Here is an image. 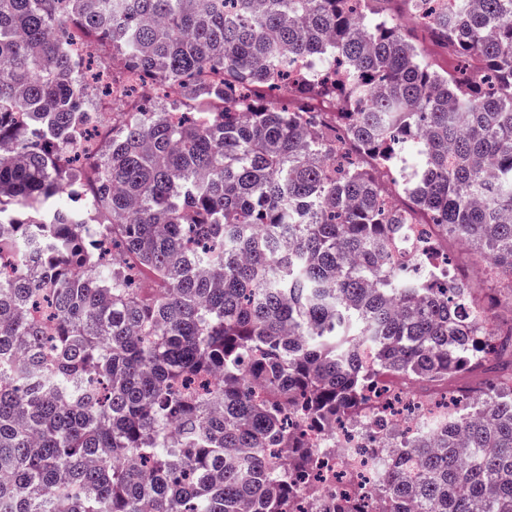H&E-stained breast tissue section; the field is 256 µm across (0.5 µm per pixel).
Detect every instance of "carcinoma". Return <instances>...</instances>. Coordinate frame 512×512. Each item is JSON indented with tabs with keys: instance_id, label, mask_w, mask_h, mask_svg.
I'll return each mask as SVG.
<instances>
[{
	"instance_id": "carcinoma-1",
	"label": "carcinoma",
	"mask_w": 512,
	"mask_h": 512,
	"mask_svg": "<svg viewBox=\"0 0 512 512\" xmlns=\"http://www.w3.org/2000/svg\"><path fill=\"white\" fill-rule=\"evenodd\" d=\"M382 2L0 0V512H323L305 476L336 440L308 432L382 437L375 386L512 353L458 274L393 262L422 211L512 298V0H402L442 73ZM72 26L112 48L97 71ZM111 60L193 107L142 106L88 171L64 154ZM410 154L398 206L362 158ZM456 396L376 512H512V372ZM419 52L427 61L431 62L438 71H445L455 64L453 58L448 55V49L431 42L421 30L416 31Z\"/></svg>"
}]
</instances>
